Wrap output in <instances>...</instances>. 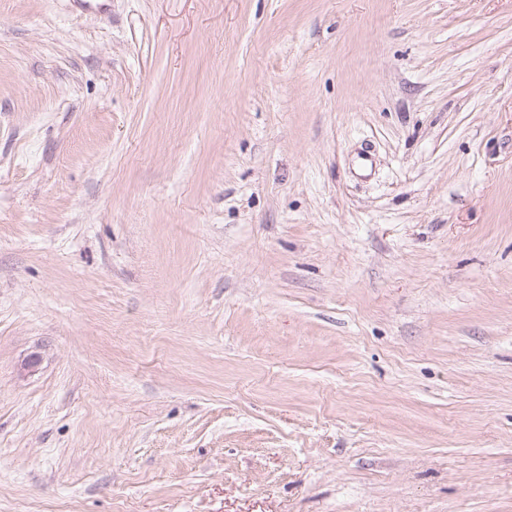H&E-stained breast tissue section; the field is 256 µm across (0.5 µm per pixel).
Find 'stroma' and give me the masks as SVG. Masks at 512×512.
<instances>
[{
	"label": "stroma",
	"mask_w": 512,
	"mask_h": 512,
	"mask_svg": "<svg viewBox=\"0 0 512 512\" xmlns=\"http://www.w3.org/2000/svg\"><path fill=\"white\" fill-rule=\"evenodd\" d=\"M0 512H512V0H0Z\"/></svg>",
	"instance_id": "stroma-1"
}]
</instances>
